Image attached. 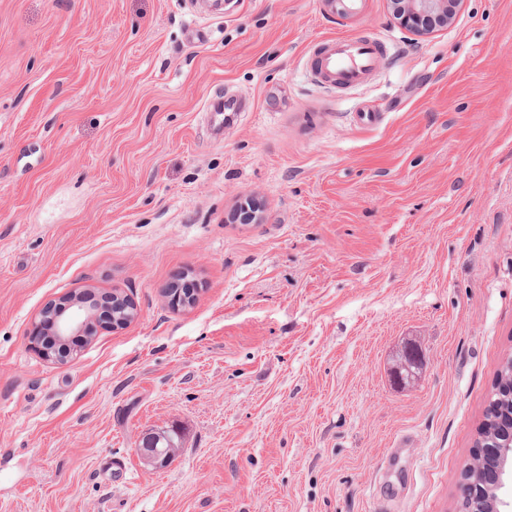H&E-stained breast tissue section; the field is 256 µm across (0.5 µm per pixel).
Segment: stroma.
<instances>
[{"label":"stroma","instance_id":"1","mask_svg":"<svg viewBox=\"0 0 512 512\" xmlns=\"http://www.w3.org/2000/svg\"><path fill=\"white\" fill-rule=\"evenodd\" d=\"M366 32L367 85L309 77ZM219 93L250 108L216 136ZM116 288L129 327L31 349L47 303ZM511 353L512 0L419 39L390 0H0V512H456ZM388 42L360 34L317 43L307 57L310 75L323 85L351 90L363 86L381 65ZM159 434L161 436L159 448L155 447L154 433L146 435L141 446L136 448V452L144 463L154 468H164L173 461L176 451L167 448H181V438L176 431L163 430Z\"/></svg>","mask_w":512,"mask_h":512}]
</instances>
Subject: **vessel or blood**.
<instances>
[{"label": "vessel or blood", "mask_w": 512, "mask_h": 512, "mask_svg": "<svg viewBox=\"0 0 512 512\" xmlns=\"http://www.w3.org/2000/svg\"><path fill=\"white\" fill-rule=\"evenodd\" d=\"M387 52L388 43L383 38L340 36L317 43L307 58V67L321 84L351 90L368 82Z\"/></svg>", "instance_id": "1"}]
</instances>
